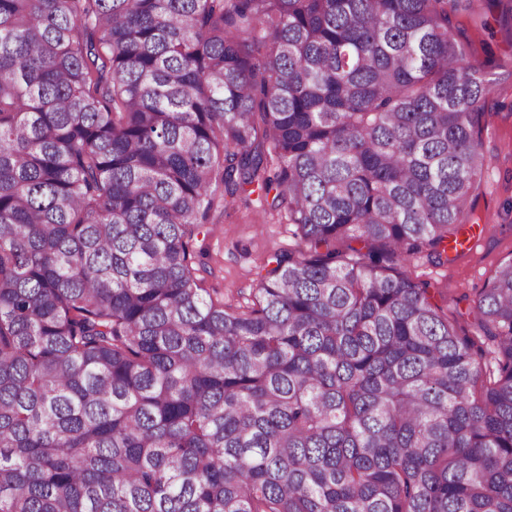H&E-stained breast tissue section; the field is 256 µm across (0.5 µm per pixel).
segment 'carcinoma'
<instances>
[{"mask_svg": "<svg viewBox=\"0 0 512 512\" xmlns=\"http://www.w3.org/2000/svg\"><path fill=\"white\" fill-rule=\"evenodd\" d=\"M474 2L0 0V512H512V259L463 336L386 265L472 220ZM248 186L299 243L237 311ZM257 192L250 196L251 204L228 208L224 215L216 212L209 224L206 239L209 256L205 271L198 273L206 293L234 308L256 307L258 273L275 266L274 256L288 254L299 242L296 227L266 210L257 201Z\"/></svg>", "mask_w": 512, "mask_h": 512, "instance_id": "cac0c4a2", "label": "carcinoma"}]
</instances>
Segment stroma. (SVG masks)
<instances>
[{"label": "stroma", "instance_id": "1", "mask_svg": "<svg viewBox=\"0 0 512 512\" xmlns=\"http://www.w3.org/2000/svg\"><path fill=\"white\" fill-rule=\"evenodd\" d=\"M455 24L476 62H490L494 81L481 120L483 148L493 159L478 191L475 216L481 232L455 260L439 265L421 254L405 271L413 280L458 298L448 315L464 333L469 329L464 295L483 288L491 271L512 259V67L506 65L512 55V21L501 19L492 0H476L473 13L459 16ZM295 231L294 225L256 201L215 215L206 239V267L199 273L202 288L223 298L225 305L255 307L259 273L272 268L275 255L296 248Z\"/></svg>", "mask_w": 512, "mask_h": 512}]
</instances>
